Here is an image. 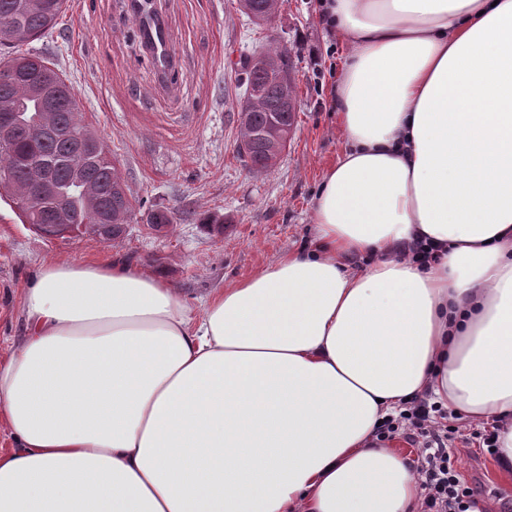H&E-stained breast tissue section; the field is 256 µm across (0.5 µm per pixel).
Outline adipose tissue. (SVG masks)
<instances>
[{
    "label": "adipose tissue",
    "mask_w": 512,
    "mask_h": 512,
    "mask_svg": "<svg viewBox=\"0 0 512 512\" xmlns=\"http://www.w3.org/2000/svg\"><path fill=\"white\" fill-rule=\"evenodd\" d=\"M320 13L350 52L311 249L198 315L123 260L46 263L0 362V512H419L375 431L427 391L512 469V0Z\"/></svg>",
    "instance_id": "obj_1"
}]
</instances>
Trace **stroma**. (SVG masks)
Segmentation results:
<instances>
[{"instance_id":"stroma-1","label":"stroma","mask_w":512,"mask_h":512,"mask_svg":"<svg viewBox=\"0 0 512 512\" xmlns=\"http://www.w3.org/2000/svg\"><path fill=\"white\" fill-rule=\"evenodd\" d=\"M156 2L179 59L172 88L157 87L124 0H67L55 29L24 46L57 63L84 122L115 157L135 216L115 240L48 237L21 223L9 193L0 194V358L26 334L25 291L46 262L121 258L166 280L197 312L207 295L314 236L312 202L345 147L334 98L348 52L322 22L319 0H281L264 31L237 0ZM274 40L292 52L298 125L277 166L257 176L238 153L243 90L230 63ZM155 205L174 212L167 229L147 226ZM207 215L223 217V229L203 225ZM447 425L462 480L496 512L498 497L512 498V473L468 443L471 422L452 414Z\"/></svg>"}]
</instances>
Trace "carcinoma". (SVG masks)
Listing matches in <instances>:
<instances>
[{
	"label": "carcinoma",
	"instance_id": "cac0c4a2",
	"mask_svg": "<svg viewBox=\"0 0 512 512\" xmlns=\"http://www.w3.org/2000/svg\"><path fill=\"white\" fill-rule=\"evenodd\" d=\"M65 0H0V47L13 49L36 36L52 30L64 11ZM245 15L257 27L267 15V0H247ZM53 82L60 92L72 94L55 64L35 54L3 53L0 55V104L17 105V133L11 145L0 149V184L12 191V201L21 222L31 225L46 236L80 238L99 233L107 238L120 237L131 223L134 207L127 189H118L121 176L107 144L78 117L76 101L55 112L54 128L48 134H35L31 127L41 111L39 98L30 93V86L42 78ZM237 77L244 94L255 88L262 95L258 107L238 111L246 117L244 129L252 134L245 156L250 170L256 174L271 171L281 152L275 150V139L266 134L277 126L280 135L291 139L296 128V97L294 89L285 88L273 73L264 67H249L239 61ZM88 139L100 141L99 149L84 156V172L103 199H112L111 224L100 222V213L85 197L82 187L70 174L69 159L75 145ZM45 174L56 189L51 199L27 198L34 176ZM64 207L71 215L68 224L54 221L56 208ZM174 221L171 209L158 206L146 215V223L157 230Z\"/></svg>",
	"mask_w": 512,
	"mask_h": 512
}]
</instances>
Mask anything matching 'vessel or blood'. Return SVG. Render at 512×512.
Masks as SVG:
<instances>
[{"label":"vessel or blood","mask_w":512,"mask_h":512,"mask_svg":"<svg viewBox=\"0 0 512 512\" xmlns=\"http://www.w3.org/2000/svg\"><path fill=\"white\" fill-rule=\"evenodd\" d=\"M126 8L137 22V31L146 54L162 81H169L177 66L169 30L151 0H126Z\"/></svg>","instance_id":"obj_1"}]
</instances>
